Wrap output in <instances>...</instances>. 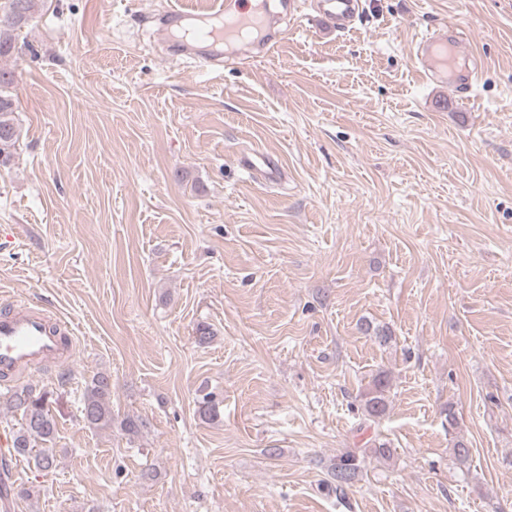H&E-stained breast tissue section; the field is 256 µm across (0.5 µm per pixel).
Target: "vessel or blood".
<instances>
[{
	"mask_svg": "<svg viewBox=\"0 0 512 512\" xmlns=\"http://www.w3.org/2000/svg\"><path fill=\"white\" fill-rule=\"evenodd\" d=\"M318 16L329 28L351 30L360 15L361 0H317ZM208 28L210 42L205 47L185 44L183 52L200 66H210L222 56L225 37L242 36L249 22L229 20L223 7L209 12L172 11L168 24L191 30L195 23ZM414 57L423 81L450 86L459 97H467L481 71V61L466 47L465 35L454 24L435 27L415 43ZM240 166L251 176L272 181L278 176L274 159L256 150L242 157ZM70 324L51 308L31 299H21L0 310V384L7 386L19 376L45 366L65 362L70 351L66 341L72 335Z\"/></svg>",
	"mask_w": 512,
	"mask_h": 512,
	"instance_id": "1",
	"label": "vessel or blood"
}]
</instances>
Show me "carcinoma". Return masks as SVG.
Here are the masks:
<instances>
[{
  "instance_id": "obj_1",
  "label": "carcinoma",
  "mask_w": 512,
  "mask_h": 512,
  "mask_svg": "<svg viewBox=\"0 0 512 512\" xmlns=\"http://www.w3.org/2000/svg\"><path fill=\"white\" fill-rule=\"evenodd\" d=\"M39 0H6L0 9V58L11 56L17 48L18 31L38 11ZM15 83V72L0 69V159L6 160L19 141L20 129L15 117L11 88ZM389 380L380 372L376 374L363 394V410L370 420L380 419L388 411ZM51 393L36 391L28 385L17 386L0 394V408L20 416V427L13 432V448L19 455L32 452L36 441L44 444L35 456L37 467L50 471L56 458L50 447L56 434V416L49 408ZM83 420L91 427H112V379L105 374L93 377L87 385L82 409ZM451 456L454 464L467 468L471 460L469 442L462 436L453 441ZM359 461L353 452L342 454L331 468L329 486L339 492L345 491L357 480Z\"/></svg>"
}]
</instances>
